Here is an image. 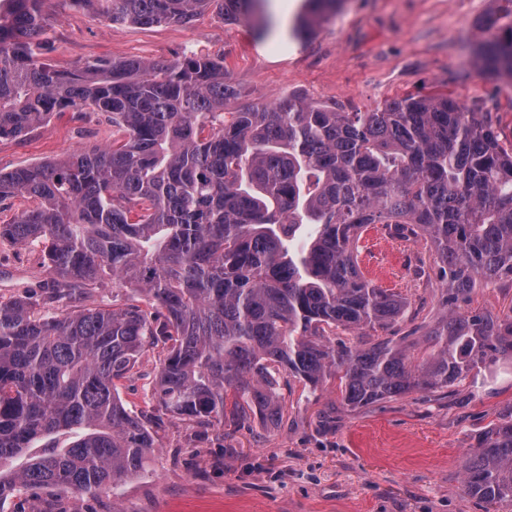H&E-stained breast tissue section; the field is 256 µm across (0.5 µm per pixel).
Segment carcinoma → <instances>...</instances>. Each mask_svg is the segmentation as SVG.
<instances>
[{
  "label": "carcinoma",
  "instance_id": "obj_1",
  "mask_svg": "<svg viewBox=\"0 0 512 512\" xmlns=\"http://www.w3.org/2000/svg\"><path fill=\"white\" fill-rule=\"evenodd\" d=\"M0 7V139L68 110L112 120V146L0 172V203L32 202L0 240L43 242L50 278L37 303L0 296V500L22 490L93 494L146 470L153 411L119 393L145 346L158 350L155 409L202 427L232 412L278 423L273 372L316 388L339 380L355 410L413 391L445 395L512 359V307H468L477 287L512 282V147L488 113L433 93L365 112L290 95L243 96L224 62L40 61L46 0ZM112 22L188 23L216 6L257 17L261 0H72ZM342 0H306V39ZM480 74L512 82V22H477ZM383 224L423 239L446 285L448 316L418 364L388 340L407 301L367 279L357 242ZM144 297L104 307V284ZM464 488L512 503V410L483 431Z\"/></svg>",
  "mask_w": 512,
  "mask_h": 512
}]
</instances>
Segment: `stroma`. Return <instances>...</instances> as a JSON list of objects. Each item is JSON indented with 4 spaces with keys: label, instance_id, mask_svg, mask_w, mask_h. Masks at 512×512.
<instances>
[{
    "label": "stroma",
    "instance_id": "1",
    "mask_svg": "<svg viewBox=\"0 0 512 512\" xmlns=\"http://www.w3.org/2000/svg\"><path fill=\"white\" fill-rule=\"evenodd\" d=\"M305 0H269L273 30L228 22L210 10L186 24L108 23L70 0H50L43 62L71 69L96 58L167 63L186 55L223 60L244 102L276 104L291 94L368 110L386 100L448 92L488 112L512 144V83L479 76L478 19L504 0H343L305 41L289 27ZM112 143L105 116L66 112L17 139H0V172ZM377 285L409 300L391 330L421 336L447 312L444 283L422 242L382 237L374 254ZM424 275H417V268ZM43 246L0 241V296L25 295L46 280ZM157 352L147 349L120 396L132 410L151 408ZM339 381L316 390L282 382L281 423L225 419L198 431L158 414L147 469L116 489L18 493L0 512H42L64 503L72 512H485L467 495L463 465L478 434L512 408V361L495 375L453 387L448 398L426 392L352 410Z\"/></svg>",
    "mask_w": 512,
    "mask_h": 512
}]
</instances>
